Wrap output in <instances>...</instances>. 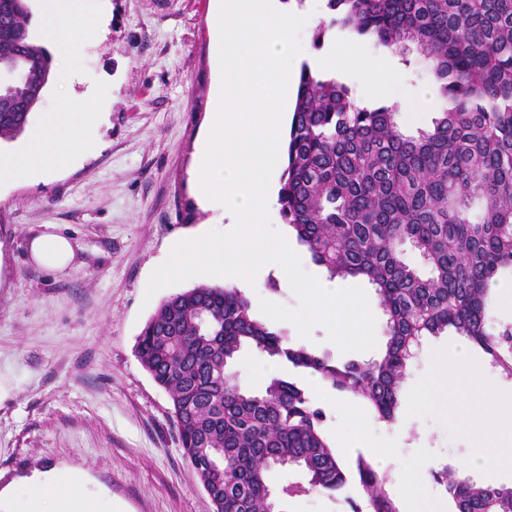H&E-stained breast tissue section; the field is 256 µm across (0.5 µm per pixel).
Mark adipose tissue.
<instances>
[{
  "label": "adipose tissue",
  "mask_w": 512,
  "mask_h": 512,
  "mask_svg": "<svg viewBox=\"0 0 512 512\" xmlns=\"http://www.w3.org/2000/svg\"><path fill=\"white\" fill-rule=\"evenodd\" d=\"M40 2L44 40L53 46L57 57H74L80 34L96 27L102 20L101 14L89 13L87 0ZM334 64L357 71L363 94L387 96L408 111H419L436 98L434 91L428 89L418 99H405L398 70L373 60L364 45L339 49ZM92 130L91 113L73 107L69 101H62L58 111L44 113L20 150L8 159H0V180L25 181L41 171L64 168L74 152H95L99 143ZM29 251L38 265L57 270L65 269L73 258L71 241L55 233L32 238ZM430 380L443 388L463 382L471 387L474 396L472 423L477 445L474 453L462 462L463 471L488 472L503 460L512 458V395L501 392L494 378L482 373L474 364L469 343L458 341L452 350L436 352ZM370 457L379 471L389 470L397 475L405 497L408 501H416L420 488L414 479L422 467L420 460L400 458L396 449L380 446L372 447Z\"/></svg>",
  "instance_id": "ef3b65f1"
}]
</instances>
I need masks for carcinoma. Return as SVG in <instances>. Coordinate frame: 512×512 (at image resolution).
Returning a JSON list of instances; mask_svg holds the SVG:
<instances>
[{"mask_svg": "<svg viewBox=\"0 0 512 512\" xmlns=\"http://www.w3.org/2000/svg\"><path fill=\"white\" fill-rule=\"evenodd\" d=\"M313 34L338 33L430 65L441 110L432 128L404 133L388 105H363L336 76L302 65L281 175L280 216L329 278L362 277L386 317V348L368 362L338 361L253 316L235 287L198 285L166 298L137 343L171 396L179 439L216 512H283L310 492L357 483L368 512H399L385 475L359 454L345 460L301 383L319 376L394 422L414 346L452 330L512 379V325L493 327L490 286L512 276V0H326ZM28 0H0V137L25 131L50 79L51 55L32 38ZM416 251L425 271L409 264ZM251 347L288 373L259 391L231 367ZM215 450L220 462L200 459ZM306 483L266 481L279 464ZM455 512H512V486L442 475Z\"/></svg>", "mask_w": 512, "mask_h": 512, "instance_id": "obj_1", "label": "carcinoma"}]
</instances>
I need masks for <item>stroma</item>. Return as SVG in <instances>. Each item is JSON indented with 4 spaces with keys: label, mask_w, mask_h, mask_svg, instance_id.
<instances>
[{
    "label": "stroma",
    "mask_w": 512,
    "mask_h": 512,
    "mask_svg": "<svg viewBox=\"0 0 512 512\" xmlns=\"http://www.w3.org/2000/svg\"><path fill=\"white\" fill-rule=\"evenodd\" d=\"M106 20L81 34L76 60L53 62L32 113L56 111L66 99L95 115L100 148L75 154L67 167L26 182L0 181V489L34 475L77 476L98 512H214L184 456L167 391L136 353L137 338L160 303L194 280L145 290L172 244L199 227L225 226L221 208H202L195 182L197 148L208 132L220 80L218 40L210 26L217 0H105ZM107 96H98L101 87ZM45 232L67 237L73 258L64 270L39 266L29 241ZM252 312L267 300L290 308L298 298L262 270L247 291ZM343 352L314 326L304 346L334 359H378L387 341ZM337 443L350 425L345 396L309 387ZM406 436L393 426L381 445L419 456L421 502L445 499L435 473L455 471L473 449L466 401L436 410L408 408L399 394ZM350 485L337 497L286 500V512H352L365 504Z\"/></svg>",
    "instance_id": "obj_1"
}]
</instances>
